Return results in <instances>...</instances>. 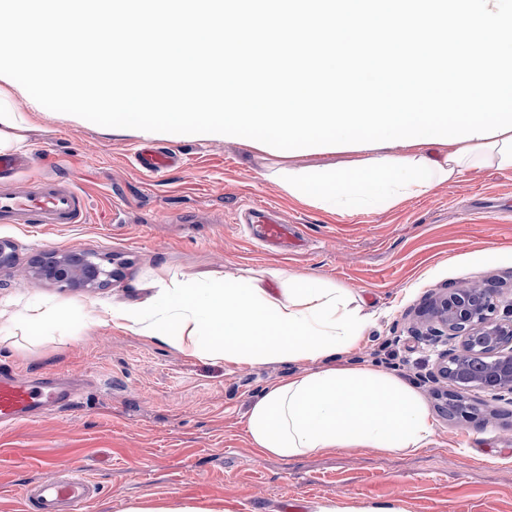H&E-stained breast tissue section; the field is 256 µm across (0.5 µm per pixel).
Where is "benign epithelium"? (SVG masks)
<instances>
[{
  "mask_svg": "<svg viewBox=\"0 0 512 512\" xmlns=\"http://www.w3.org/2000/svg\"><path fill=\"white\" fill-rule=\"evenodd\" d=\"M16 246L0 240V269L16 267ZM26 272L58 288L91 291L114 280L112 258L80 251L35 256ZM437 351L432 378L448 384L445 401H466L473 391L512 404V298L490 281L476 293L450 288L432 296L421 315Z\"/></svg>",
  "mask_w": 512,
  "mask_h": 512,
  "instance_id": "obj_1",
  "label": "benign epithelium"
}]
</instances>
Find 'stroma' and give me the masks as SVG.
Wrapping results in <instances>:
<instances>
[{
	"label": "stroma",
	"mask_w": 512,
	"mask_h": 512,
	"mask_svg": "<svg viewBox=\"0 0 512 512\" xmlns=\"http://www.w3.org/2000/svg\"><path fill=\"white\" fill-rule=\"evenodd\" d=\"M28 122L30 175L76 179L89 201L85 224H0L19 269L0 271V369L34 378L67 372L83 382L77 408L0 428V512H25L22 485L70 465L97 487L86 512H121L131 500L222 505L224 512H308L310 503L400 499L407 512H512V415L488 427L445 418L432 372L435 354L416 335L431 294L466 283L512 279V171L472 169L457 181L387 208L326 210L289 196L276 173L333 166L336 155L260 152L247 139L179 134L144 137L33 107L12 91ZM162 148L180 165L149 175L134 153ZM274 210L298 225L305 247H257L241 215ZM81 250L111 256L121 279L69 291L22 273L37 254ZM280 267L353 289L373 323L354 355L414 384L435 420L426 449L368 450L255 460L245 430L250 402L293 365L225 368L158 341L98 324L104 304L137 298L155 274L182 281ZM51 301L64 317L33 333L19 314Z\"/></svg>",
	"instance_id": "1"
}]
</instances>
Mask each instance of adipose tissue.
I'll list each match as a JSON object with an SVG mask.
<instances>
[{
    "label": "adipose tissue",
    "mask_w": 512,
    "mask_h": 512,
    "mask_svg": "<svg viewBox=\"0 0 512 512\" xmlns=\"http://www.w3.org/2000/svg\"><path fill=\"white\" fill-rule=\"evenodd\" d=\"M484 167L512 171V131L488 139L400 153L365 150L349 168L302 174L281 183L312 205L392 207ZM138 298L102 306L101 324L159 341L194 358H218L228 368L288 362L296 372L269 383L248 409L253 450L294 458L339 449L417 453L435 422L420 391L401 376L348 360L371 321L351 289L270 268L223 283H188L154 275ZM175 324L176 335L163 334Z\"/></svg>",
    "instance_id": "obj_1"
}]
</instances>
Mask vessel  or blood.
<instances>
[{
	"label": "vessel or blood",
	"mask_w": 512,
	"mask_h": 512,
	"mask_svg": "<svg viewBox=\"0 0 512 512\" xmlns=\"http://www.w3.org/2000/svg\"><path fill=\"white\" fill-rule=\"evenodd\" d=\"M135 160L145 171L155 173L178 164L177 156L153 151H136ZM264 222L257 237L260 245H287L292 239L291 225L266 216L264 207H256ZM88 217L85 195L69 180L38 176L25 180L22 187H0L1 224H83ZM78 403L77 394L45 382L34 381L17 373L0 371V425L40 416L53 407L68 410ZM95 486L80 467L73 466L65 477L54 478L36 486H25L23 499L29 512H83L93 499Z\"/></svg>",
	"instance_id": "b4317fda"
}]
</instances>
